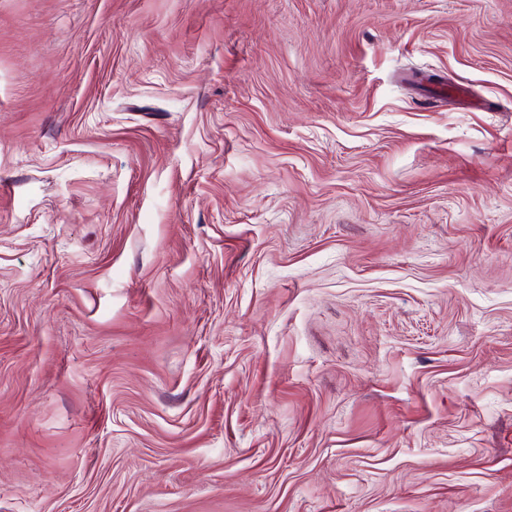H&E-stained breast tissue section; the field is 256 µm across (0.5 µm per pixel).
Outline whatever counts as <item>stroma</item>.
I'll use <instances>...</instances> for the list:
<instances>
[{
    "mask_svg": "<svg viewBox=\"0 0 512 512\" xmlns=\"http://www.w3.org/2000/svg\"><path fill=\"white\" fill-rule=\"evenodd\" d=\"M0 512H512V0H0Z\"/></svg>",
    "mask_w": 512,
    "mask_h": 512,
    "instance_id": "1",
    "label": "stroma"
}]
</instances>
